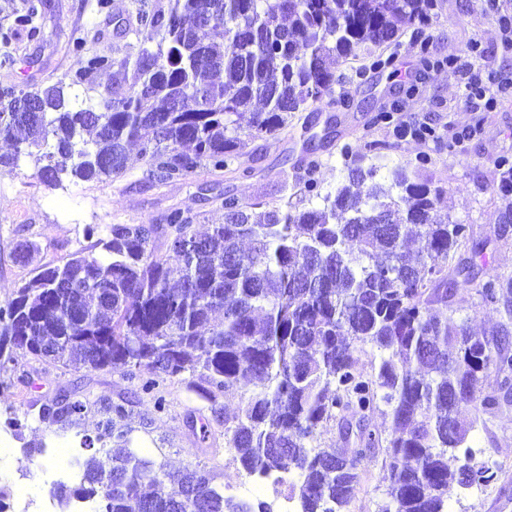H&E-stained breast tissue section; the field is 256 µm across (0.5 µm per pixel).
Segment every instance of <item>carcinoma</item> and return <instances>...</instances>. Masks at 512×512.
<instances>
[{"instance_id":"cac0c4a2","label":"carcinoma","mask_w":512,"mask_h":512,"mask_svg":"<svg viewBox=\"0 0 512 512\" xmlns=\"http://www.w3.org/2000/svg\"><path fill=\"white\" fill-rule=\"evenodd\" d=\"M435 0H170L139 4V50L117 62L90 53L72 33L67 49L81 60L70 78L17 93L0 88V138L34 161L48 183L69 171L83 180L119 176L138 147L148 177L160 184L199 169L221 171L252 139L288 127V118L336 85L335 65L359 48L380 47L399 27L425 23ZM7 40L33 27L35 14L12 8ZM221 31L223 40L202 34ZM114 70L112 88L91 78ZM35 107L28 112L26 108ZM300 198L257 212L223 197L224 223L196 230L201 214L175 208L163 224L84 228L92 244L62 265L34 268L0 305V360L22 350L76 369L145 367L151 394L159 377L188 375L202 399L215 391L244 407L224 424V447L237 469L270 477L295 470L288 499L299 512H342L355 496L359 467L383 454L387 485L379 512H448L456 486H488L498 473L470 444L474 422L464 404L495 415L512 403V343L503 327L478 335L441 316L437 306L459 285L443 276L450 253L471 225L442 212L441 193L399 165L388 178L358 159L346 164L333 194L309 177ZM421 242L413 256L411 238ZM250 247H242L243 242ZM164 254H158L159 248ZM38 246L17 243L26 264ZM481 302L512 294V280L484 282ZM370 343L379 360L366 372L355 346ZM497 390L483 395L489 373ZM86 402L64 397L38 420L73 425ZM111 417L103 447L75 460L79 486L54 485L61 508L92 502L94 512H272L224 494L202 467L171 469L132 447L125 403ZM381 413L390 425L369 427ZM336 430L342 451L313 443ZM462 455L453 470L448 456Z\"/></svg>"}]
</instances>
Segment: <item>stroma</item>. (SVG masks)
Segmentation results:
<instances>
[{
	"instance_id": "35a3bbf8",
	"label": "stroma",
	"mask_w": 512,
	"mask_h": 512,
	"mask_svg": "<svg viewBox=\"0 0 512 512\" xmlns=\"http://www.w3.org/2000/svg\"><path fill=\"white\" fill-rule=\"evenodd\" d=\"M18 7H35L33 30L8 45L14 63L0 67V88L18 91L47 87L67 79L80 66L68 53L71 29L85 33L89 52L112 58L135 55L138 42L137 0H13ZM428 25L401 28L379 54L393 60L391 70L369 69V57L358 53L340 60L338 81L331 96L314 103L300 115L315 132H322L328 117L336 125L330 140L316 142L302 152L289 131L250 141L234 162L230 174L204 170L188 178L157 184L146 179L147 165L130 148L125 172L107 180L84 181L69 176L49 185L36 174L33 163L21 158L18 169L0 170V303L15 285L29 280L32 268L14 261L16 242L34 241L35 262L65 263L87 244L88 224H160L176 207L202 213L198 231L224 221L221 194L241 204L278 203L279 185L295 176L301 162L317 161L316 179L323 188H335L342 178L344 145L363 146L364 164L390 170L415 163L422 156L431 164L417 175L443 194V210L455 220L472 225L473 241L454 254V261L470 263L477 282L512 277V223L504 221L501 166L512 161V94L496 96L484 105L471 99L468 83H479L495 72L502 87H512V45L502 40L500 19L512 16V0H437ZM479 50L468 74L456 66L471 43ZM387 120H378V113ZM456 322L484 335L507 325L512 330V308L484 306L475 285L456 288L446 310ZM140 370L131 379L113 370H74L53 361L17 351L0 363V439H9L12 457H0V490L7 492L6 512H17L19 491H26L28 512H58L51 487L64 481L55 467V449L72 455L81 452L82 437L97 438L103 431L108 404L129 400L128 424L136 440L161 446V459L177 469L196 465L222 473L224 489L254 503L258 497L245 473L237 471L224 448V438L213 435L201 441L200 426L210 404L189 390L183 378L161 380L167 409L156 412L153 400L138 394L139 380L149 378ZM71 395L90 406L67 429L29 421L21 432L9 422L34 413ZM466 418L478 421L475 437L484 448V460L499 470L489 486L458 489L450 499L452 512H512V406L496 416L477 415L462 407ZM34 448L32 462H24V447ZM385 469L382 460L360 468V483L348 512H378L383 499Z\"/></svg>"
}]
</instances>
